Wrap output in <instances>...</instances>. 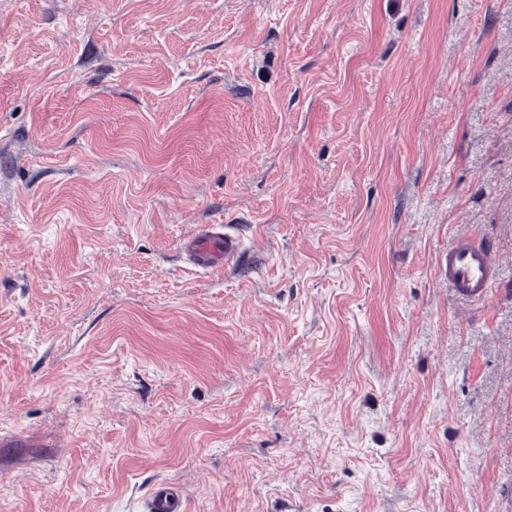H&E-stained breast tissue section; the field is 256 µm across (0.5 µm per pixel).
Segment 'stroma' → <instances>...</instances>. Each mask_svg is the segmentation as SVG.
I'll return each instance as SVG.
<instances>
[{
	"instance_id": "1",
	"label": "stroma",
	"mask_w": 512,
	"mask_h": 512,
	"mask_svg": "<svg viewBox=\"0 0 512 512\" xmlns=\"http://www.w3.org/2000/svg\"><path fill=\"white\" fill-rule=\"evenodd\" d=\"M197 224L239 268L186 269ZM160 480L512 512V0H0V512ZM185 239L183 258L197 274L235 268L248 249L247 237L229 224H198ZM493 250L488 242L473 244L469 238L457 239L438 258L439 279L458 300L482 301L488 297L497 278Z\"/></svg>"
}]
</instances>
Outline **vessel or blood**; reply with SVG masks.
I'll return each mask as SVG.
<instances>
[{"mask_svg":"<svg viewBox=\"0 0 512 512\" xmlns=\"http://www.w3.org/2000/svg\"><path fill=\"white\" fill-rule=\"evenodd\" d=\"M247 249L246 236L228 224L196 225L181 244L186 264L199 274L237 267ZM493 250L490 243L460 238L439 256L438 276L458 300L472 303L488 297L498 272ZM136 510L186 512V503L175 485L162 481L137 503Z\"/></svg>","mask_w":512,"mask_h":512,"instance_id":"b4317fda","label":"vessel or blood"}]
</instances>
